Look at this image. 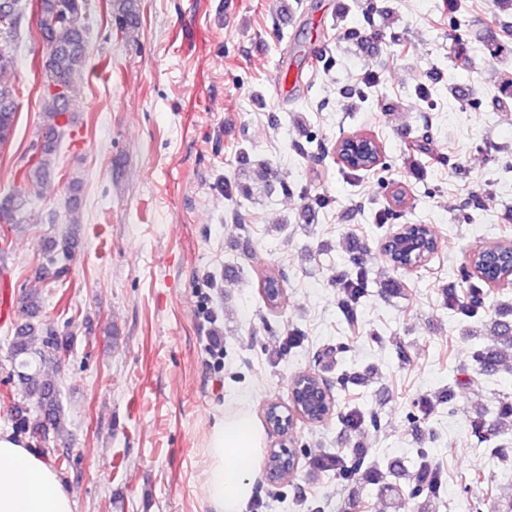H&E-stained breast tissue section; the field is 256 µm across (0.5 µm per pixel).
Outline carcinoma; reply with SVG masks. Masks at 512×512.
<instances>
[{
    "label": "carcinoma",
    "instance_id": "carcinoma-1",
    "mask_svg": "<svg viewBox=\"0 0 512 512\" xmlns=\"http://www.w3.org/2000/svg\"><path fill=\"white\" fill-rule=\"evenodd\" d=\"M85 0H40L37 24L46 47L42 64L44 88L61 87L62 98L45 94L47 105L43 112L41 143L36 158L21 170L26 184H42L47 179L51 158L57 147L60 129L70 122L73 111L71 96L73 81L85 66L88 47L82 26ZM117 29L124 34L135 30L139 22L140 0H111ZM19 0H0V73L13 69L15 49L19 40ZM18 111V92L10 83L0 82V148L13 137ZM382 145L371 139V150L357 160L347 158L342 167L350 173L369 171L380 164ZM25 206L20 195L0 200V240L7 241L8 232L19 224L18 215ZM512 265V241L500 239L487 245L474 264L471 273H464L466 288L462 296L453 297L448 307L467 323L489 327L492 342L473 352L472 361L484 375L500 370L512 371V306H504L492 315L485 312V288L500 280ZM370 271L358 256L351 258V268L338 278V308L347 321H357V308L368 292ZM44 297L35 288H25L17 298L16 306L29 320L16 326L9 339L11 359L17 368L22 398L34 402L35 413L25 407H16L15 427L33 434L46 433L60 423L62 407L57 395V381L48 373L57 368L68 354L69 345L49 325L37 321L42 312ZM419 466L409 475L408 488L412 498L425 496L426 501L439 498L444 483L441 469L428 462V453L417 450Z\"/></svg>",
    "mask_w": 512,
    "mask_h": 512
}]
</instances>
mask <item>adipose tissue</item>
I'll list each match as a JSON object with an SVG mask.
<instances>
[{
    "label": "adipose tissue",
    "instance_id": "adipose-tissue-1",
    "mask_svg": "<svg viewBox=\"0 0 512 512\" xmlns=\"http://www.w3.org/2000/svg\"><path fill=\"white\" fill-rule=\"evenodd\" d=\"M261 439L246 413L214 425L204 471V489L214 512H240L250 498L249 470ZM0 512H74V501L49 462L6 430H0Z\"/></svg>",
    "mask_w": 512,
    "mask_h": 512
}]
</instances>
